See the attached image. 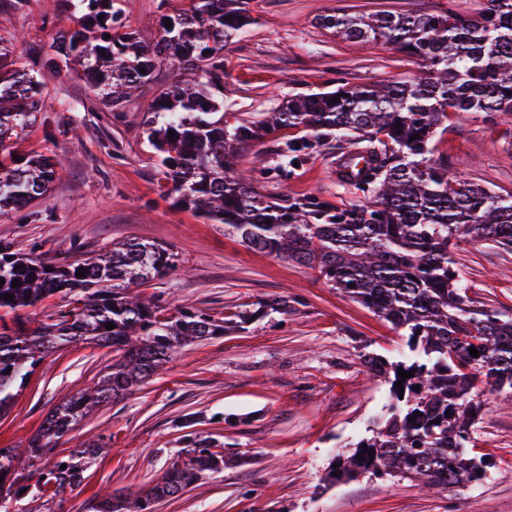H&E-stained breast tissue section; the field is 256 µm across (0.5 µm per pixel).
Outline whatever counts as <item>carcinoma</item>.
<instances>
[{
    "label": "carcinoma",
    "mask_w": 512,
    "mask_h": 512,
    "mask_svg": "<svg viewBox=\"0 0 512 512\" xmlns=\"http://www.w3.org/2000/svg\"><path fill=\"white\" fill-rule=\"evenodd\" d=\"M78 2L80 27L54 40L49 65H79L108 111L150 82L156 65L180 71L177 81L159 91L151 107L155 115L144 122L159 159L161 191L198 217L224 225L249 249L318 269L332 287L405 338L408 353L400 361L365 357L373 375L390 384L388 413L325 481L371 473L453 489L486 479L495 462L469 445L483 409L478 388L512 398V314L473 305L450 247L468 238L512 248V196L448 178V159L433 155L440 125L451 113L512 114V0H487L475 17L450 9L323 15L321 28L360 45L383 40L418 61L422 73L406 81L344 83L334 91L295 95L259 122L224 118V48L247 25L248 0H181L163 15L172 27L161 24L150 45L119 32L113 0ZM5 57L0 51V213L44 197L57 176L44 155L32 152L19 160L4 147L8 135L30 124L42 92L40 81ZM298 126L378 142L354 152L357 163L343 172L345 183L373 189L376 205L337 211L315 196L301 202L267 199L255 191L253 176L233 172L239 150ZM415 134L419 138L411 139ZM304 149L281 143L280 170L300 161ZM175 266L169 248L131 240L112 243L105 254L65 262L25 256L0 243V310L16 313L56 293L67 297L51 324L32 329L19 318L11 324L0 319V415L57 345L89 340L117 353L93 388L50 411L25 452L0 448V505L33 489L57 496L79 487L98 446L76 449L43 467L32 487L19 480L17 464L23 457L40 458L97 407L143 386L178 349L224 335V320L202 310L168 315L156 298L125 292L124 285L152 280ZM79 270L84 277H76ZM274 313H288V301L241 311L231 324L240 328L254 316ZM109 323L114 329H106ZM472 348L479 357L471 356ZM400 369L414 376L398 388ZM185 443L158 481L136 493L116 489L95 500L93 512H155L158 501L224 469V453L210 439L187 434Z\"/></svg>",
    "instance_id": "cac0c4a2"
}]
</instances>
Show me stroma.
<instances>
[{
    "label": "stroma",
    "instance_id": "stroma-1",
    "mask_svg": "<svg viewBox=\"0 0 512 512\" xmlns=\"http://www.w3.org/2000/svg\"><path fill=\"white\" fill-rule=\"evenodd\" d=\"M178 0H115L125 30L145 43L159 35L165 5ZM77 0H0V48L43 84L44 105L12 145L19 155L50 157L61 176L45 198L0 214V242L33 257L85 258L113 242L169 246L177 267L140 290L168 312L186 307L229 319L252 304L288 302L245 329L186 346L133 395L102 405L75 424L48 454L103 444L68 512L115 489L138 490L160 478L194 433L215 440L229 458L156 512H512V403L483 391L473 429L478 453L496 466L471 489L428 491L400 477L364 474L325 486L329 468L352 452L388 411L390 386L372 375L365 354L402 360L405 339L372 310L332 288L318 271L246 248L178 208L157 184L158 158L143 123L172 79L159 67L152 83L127 101L120 118L101 111L97 92L75 71H55L47 58L56 35L73 28ZM486 0H251L252 24L224 52V110L248 121L275 111L288 96L371 85L419 75L420 64L379 41L366 48L317 26L327 13H423L449 8L476 14ZM306 144L299 166L279 172L278 146ZM353 141L320 140L303 127L279 130L237 156L255 173L261 195L316 196L339 210L370 205L372 192L336 179ZM449 175L512 196V121L458 112L436 142ZM452 256L469 297L481 308L512 312V249L460 242ZM116 354L86 341L48 355L0 416V448H19L47 414L94 386Z\"/></svg>",
    "mask_w": 512,
    "mask_h": 512
}]
</instances>
